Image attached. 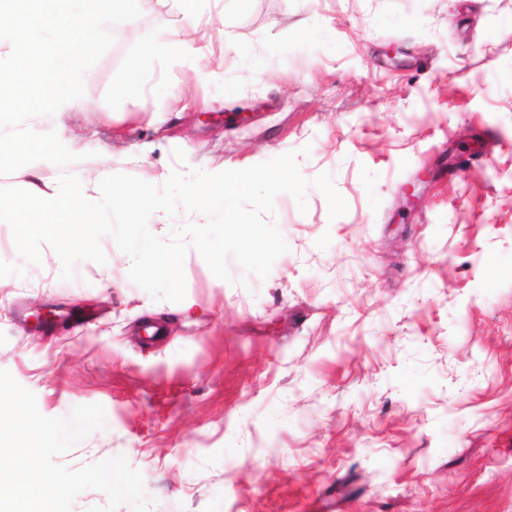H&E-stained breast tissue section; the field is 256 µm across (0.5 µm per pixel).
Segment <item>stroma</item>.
Segmentation results:
<instances>
[{"instance_id":"1","label":"stroma","mask_w":512,"mask_h":512,"mask_svg":"<svg viewBox=\"0 0 512 512\" xmlns=\"http://www.w3.org/2000/svg\"><path fill=\"white\" fill-rule=\"evenodd\" d=\"M168 20L182 46L150 56L156 23L114 25L82 111L29 122L70 129L79 162L0 187L68 173L95 201L111 174L293 151L347 211L279 194L268 277L225 282L192 249L178 303L112 238L69 281L49 245L35 265L6 241L0 370L45 416L105 409L60 464L124 456L152 512H512V0H199L193 27ZM143 57L161 83L124 97Z\"/></svg>"}]
</instances>
